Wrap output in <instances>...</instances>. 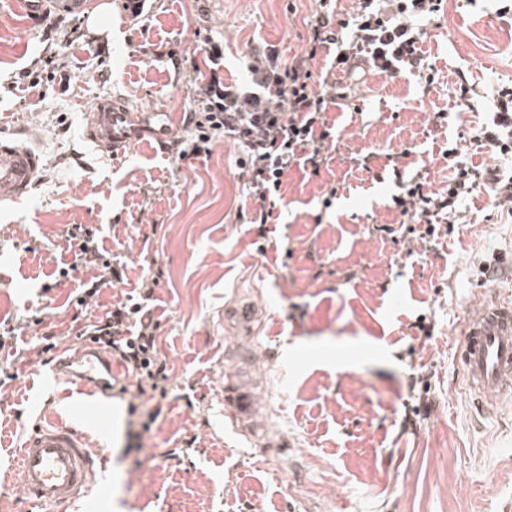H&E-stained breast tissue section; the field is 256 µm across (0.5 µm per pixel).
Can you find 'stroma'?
Returning <instances> with one entry per match:
<instances>
[{
	"label": "stroma",
	"mask_w": 512,
	"mask_h": 512,
	"mask_svg": "<svg viewBox=\"0 0 512 512\" xmlns=\"http://www.w3.org/2000/svg\"><path fill=\"white\" fill-rule=\"evenodd\" d=\"M105 1L108 36L88 26ZM65 2L44 5L61 19L52 38L37 14L0 0V137L43 158L30 196L0 207V278L11 282L0 287V322L22 330L0 350L13 375L0 386V512H39L18 490L15 450L38 418L67 415L42 385V335L76 342L158 269L152 312L169 396L140 448H126L128 411L114 417L90 490L99 512H506L512 404L475 423L455 351L479 300L512 294V211L476 192L452 234L419 240L392 206L398 188L385 166L404 154L439 189L451 144L473 165L494 164L457 137L486 125L497 89L512 82V0H445L421 45L439 73L431 86L408 73L339 77L364 105L330 107L336 140L319 175L292 167L284 206L262 232L244 221L256 204L237 145L219 139L177 161L148 133L110 153L91 141L87 114L105 98L129 112H190L211 67L207 41L224 46L225 78L246 80L252 50H301L314 0H147L137 17L126 0H83L71 12ZM463 78L480 98L457 116ZM439 110L449 117L437 128ZM354 152L370 155L371 171L354 166ZM77 225L125 272L84 308ZM65 263L73 270L62 279ZM246 302L261 314L251 341L259 398L284 442L271 451L224 410L240 341L224 311ZM409 418L417 425L407 430Z\"/></svg>",
	"instance_id": "1"
}]
</instances>
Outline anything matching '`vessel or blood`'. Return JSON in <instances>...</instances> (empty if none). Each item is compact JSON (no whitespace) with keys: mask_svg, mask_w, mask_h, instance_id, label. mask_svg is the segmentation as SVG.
<instances>
[{"mask_svg":"<svg viewBox=\"0 0 512 512\" xmlns=\"http://www.w3.org/2000/svg\"><path fill=\"white\" fill-rule=\"evenodd\" d=\"M140 128L136 113L115 102L97 103L88 115L90 139L100 149L131 142ZM42 167L35 147L0 138V204L24 201ZM456 357L463 370L465 387L480 418L497 416L500 407L512 401V299L493 297L475 308L461 326ZM119 373L111 357L84 336L62 351L52 369L54 380L74 385L67 402L68 425L35 424L22 445L17 471L22 496L41 512L79 498H86L88 512L97 504L86 497L103 460V450L93 436H105L118 405L113 400L112 381ZM251 377L237 376L224 385V406L237 430L263 436L264 445L276 447L266 437L261 423Z\"/></svg>","mask_w":512,"mask_h":512,"instance_id":"b4317fda","label":"vessel or blood"}]
</instances>
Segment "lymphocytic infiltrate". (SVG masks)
<instances>
[{"mask_svg":"<svg viewBox=\"0 0 512 512\" xmlns=\"http://www.w3.org/2000/svg\"><path fill=\"white\" fill-rule=\"evenodd\" d=\"M319 7L307 24L305 47L292 58H280L275 46L253 51L247 70L249 86L226 82L219 68L224 47L210 42L212 63L207 81L200 85L196 109L187 113L189 137L177 139L169 149L182 161L209 153L214 139L237 142L244 149L241 168L248 194L258 205L253 223L267 224L282 207L281 187L292 166L308 168L319 175L325 162L326 141L331 136L326 119L336 100V86L326 77L314 76L312 62L319 52L335 48L334 68L351 73L362 69L396 77L410 73L434 84L437 72L423 56L420 45L425 26L444 9V0H358L355 15L335 19L328 6ZM478 146L502 160H512V85L497 92L494 115L476 137ZM453 176L442 189H432L426 178L399 177V192L392 203L400 216L419 224L420 238L438 237L442 225L456 224L468 195L485 190L496 206L512 209V175L500 168L478 169L462 158L458 148L447 150ZM75 259L89 270V279L79 282V304H86L100 286L121 283L118 268L104 259L92 231L80 238ZM151 292L127 297L100 318L91 333L136 380L128 405L130 414H142V431H150L162 412L168 391L166 364L157 354L160 324L148 303Z\"/></svg>","mask_w":512,"mask_h":512,"instance_id":"f902f5d3","label":"lymphocytic infiltrate"}]
</instances>
